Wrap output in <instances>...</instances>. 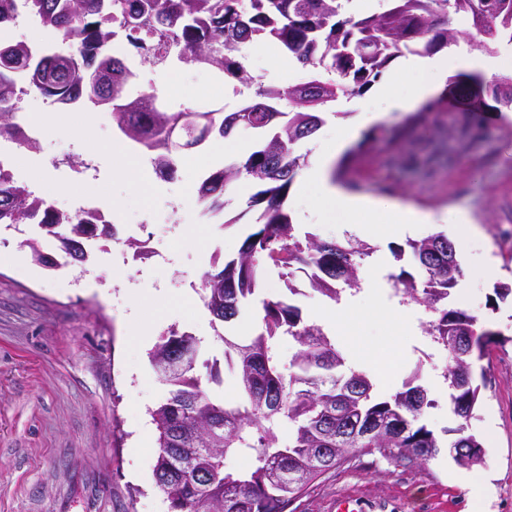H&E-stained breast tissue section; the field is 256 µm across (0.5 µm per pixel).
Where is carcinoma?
Segmentation results:
<instances>
[{
	"label": "carcinoma",
	"instance_id": "obj_1",
	"mask_svg": "<svg viewBox=\"0 0 512 512\" xmlns=\"http://www.w3.org/2000/svg\"><path fill=\"white\" fill-rule=\"evenodd\" d=\"M352 0H0V27L7 29L17 11L31 13L40 25L74 46L69 53L36 51L23 40L0 43V137L34 151L15 106L19 88L35 89L64 107L81 100L111 108L112 122L140 144L155 173L172 178L180 155L169 147L171 132L189 148L203 145L196 125L211 129L210 138H226L238 128L257 132L256 148L241 162L228 164L202 180L198 203L217 214L224 194L242 180L257 191L248 207L261 208L256 229L236 256L213 262L201 278V299L214 320L235 319L240 307L260 287L265 269L278 270L288 296L261 301L260 330L245 338L220 336L224 359L235 372L243 401L226 405L212 397L196 366L199 341L175 328L163 333L149 353L152 365L164 367L168 396L151 412L156 425V486L172 512H287L292 501L357 449L378 453L399 465L426 463L441 444L423 422L435 405L427 389L410 380L404 389L380 399L362 371L345 370L336 343L314 323L304 321L291 296L299 293L295 273L310 287L337 302L346 289L361 288L360 265L376 246L354 239L345 245L312 233L296 232L283 204L305 162L296 145L323 123L321 114L340 97H356L404 52L433 54L458 43L451 17L466 19L480 44L512 42V0H391L388 9L368 16L349 12ZM137 33L128 44L143 65L173 61L192 63L232 76L239 83L241 105L192 110L160 103L151 90H134L137 73L111 53L116 30ZM266 39L288 57L315 72L312 79L281 88L251 74L246 48ZM450 103L475 118L512 108V75L486 80L478 73L450 77L442 97L403 122L370 130L363 144L384 146L389 161L425 176L448 161L457 146L443 137L422 143L416 129ZM357 152L339 164L337 178L352 184ZM0 224H34L40 235L66 243H84L88 227L104 239L115 228L100 210L71 213L34 196L27 185L0 168ZM448 234L440 231L406 245L391 247L396 261L410 255L417 270L388 276L404 303L425 306L432 319L425 332L448 353L449 403L464 420L472 416L481 385L456 371L458 346L484 356L498 344L495 334L476 318L448 308V297L462 276L459 260L448 266ZM34 261L50 260L36 238L22 242ZM298 345L287 362L277 345L285 337ZM465 427L455 429L456 453L480 447ZM229 454L255 458L247 471L226 467Z\"/></svg>",
	"mask_w": 512,
	"mask_h": 512
}]
</instances>
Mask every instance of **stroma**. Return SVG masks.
Listing matches in <instances>:
<instances>
[{"label":"stroma","mask_w":512,"mask_h":512,"mask_svg":"<svg viewBox=\"0 0 512 512\" xmlns=\"http://www.w3.org/2000/svg\"><path fill=\"white\" fill-rule=\"evenodd\" d=\"M248 55L252 74L265 82L286 87L307 78L271 43H254ZM137 72L140 87L154 88L173 106L181 105L176 91L183 87L192 91L197 106L230 109L238 102L231 77L193 64L146 65ZM357 101L355 109L337 101L336 115L300 142L297 151L306 162H314L345 128L356 127L362 137L372 126L404 119L402 113L387 111L375 89ZM364 107L377 113L375 124L364 122ZM53 112L58 126L44 134L37 156L50 162L51 178L70 191L50 197V204L65 210L72 199L90 200L106 212L118 234L87 242L86 263L49 269L9 259L22 240L37 236L36 226L0 224V512H167L155 484L156 442L139 439L135 420L148 416L168 387L154 371L148 347L130 341L126 319L136 313L156 320L159 335L171 327L194 333L200 360L219 359L222 336L254 332L260 299L280 297L286 285L277 270H267L257 299L243 306L236 321L199 325L202 274L214 259L236 254L255 229L245 197L226 193L218 215L204 212L195 201L180 204L186 185H198L206 175L194 166L209 154L205 146L193 151L192 162L181 164L173 178L162 181L161 194L151 209H144L113 174L110 156L98 157L93 177L51 163L56 155L86 153L78 137L85 113L95 116L99 142L118 136L109 110L84 101ZM437 120L448 136L463 126L468 136L458 154L431 177L404 173L389 163L387 151L376 148L362 157L352 178L358 194L429 214L431 221L420 226L419 236L447 230L456 209L465 210L475 227V235L457 252L469 288L454 292L451 302L502 338L482 360L490 382L465 423L466 433L481 444L484 461L464 469L447 451L451 430L460 422L448 404L444 373L449 360L433 353L423 330L429 315L422 307L409 305V322L400 328L382 312L395 301L391 286L364 288L338 302L305 287L293 296V304L309 323H319L323 311L335 315L337 325L329 337L345 353L348 366L369 376L378 397H389L418 378L435 402L424 419L443 449L428 463L405 468L377 453L350 451L347 462L317 479L288 512H328L339 494L381 506L382 512H512V297L492 305L495 282L484 280L480 267L483 256H490L499 264L498 280H512V119L494 112L477 122L461 112H442ZM113 199L122 200L120 212H111ZM285 206L300 232L376 245L389 273L411 265L394 259L390 244L405 239L385 235L383 216H371L364 230H355L342 213H320L314 198L300 197L294 186ZM130 238L148 240L153 257L134 258L126 245ZM464 474L487 478L490 491L483 501L470 503L469 489L460 480Z\"/></svg>","instance_id":"35a3bbf8"}]
</instances>
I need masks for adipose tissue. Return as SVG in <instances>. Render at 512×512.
<instances>
[{
	"instance_id": "ef3b65f1",
	"label": "adipose tissue",
	"mask_w": 512,
	"mask_h": 512,
	"mask_svg": "<svg viewBox=\"0 0 512 512\" xmlns=\"http://www.w3.org/2000/svg\"><path fill=\"white\" fill-rule=\"evenodd\" d=\"M452 66L477 68L489 73L497 69L498 61L477 52L460 53L449 58L439 56L429 60L409 58L404 61L402 70L417 76L410 91L401 96L396 95L393 91L392 81L386 80L380 84L377 95L386 101L390 111H411L420 101L436 92L440 79ZM354 135V130H344L337 141L323 151L316 162L304 171L299 189L303 192L311 188L315 189L323 206L346 214L352 223L356 224L362 217L379 212L380 204L368 197L345 193L331 181L328 173L331 158ZM104 150L115 159L114 170L117 175L123 178L134 193L140 195L143 200H151L157 186L150 177L146 164L134 156L121 141L115 140L107 143Z\"/></svg>"
}]
</instances>
